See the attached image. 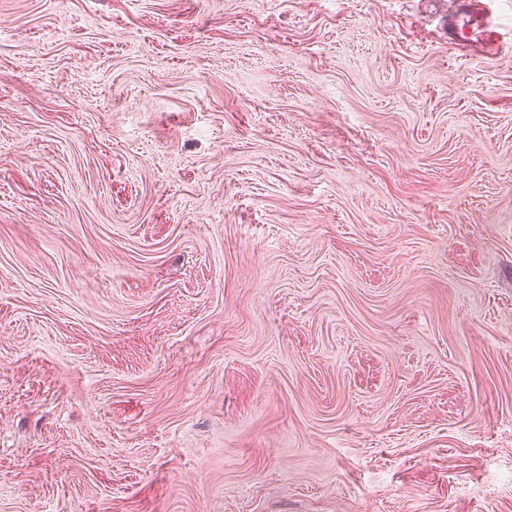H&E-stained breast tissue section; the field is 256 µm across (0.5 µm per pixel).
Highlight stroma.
<instances>
[{
  "instance_id": "stroma-1",
  "label": "stroma",
  "mask_w": 512,
  "mask_h": 512,
  "mask_svg": "<svg viewBox=\"0 0 512 512\" xmlns=\"http://www.w3.org/2000/svg\"><path fill=\"white\" fill-rule=\"evenodd\" d=\"M446 0H0V512H512V50ZM483 2V0L448 1V39L457 47L470 48L486 54H495L499 49V44L494 38V31L489 30L491 21ZM460 9H464L469 18L474 20L475 24L481 26L483 32H485L479 42L477 41L475 44L466 43L464 39L455 35L453 29L454 17Z\"/></svg>"
}]
</instances>
